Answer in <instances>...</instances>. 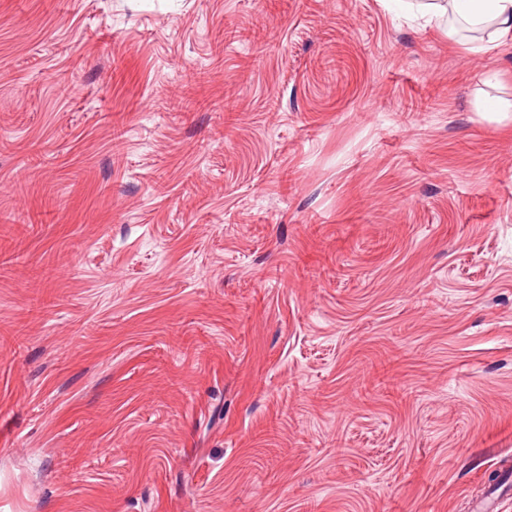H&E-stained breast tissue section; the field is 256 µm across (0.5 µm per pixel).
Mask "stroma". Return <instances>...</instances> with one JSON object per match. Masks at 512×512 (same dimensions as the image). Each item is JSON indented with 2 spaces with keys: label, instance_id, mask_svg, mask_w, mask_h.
Wrapping results in <instances>:
<instances>
[{
  "label": "stroma",
  "instance_id": "1",
  "mask_svg": "<svg viewBox=\"0 0 512 512\" xmlns=\"http://www.w3.org/2000/svg\"><path fill=\"white\" fill-rule=\"evenodd\" d=\"M399 0H0V512L512 494V43Z\"/></svg>",
  "mask_w": 512,
  "mask_h": 512
}]
</instances>
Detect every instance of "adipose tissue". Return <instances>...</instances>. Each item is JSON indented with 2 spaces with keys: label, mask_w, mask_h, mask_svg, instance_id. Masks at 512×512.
I'll use <instances>...</instances> for the list:
<instances>
[{
  "label": "adipose tissue",
  "mask_w": 512,
  "mask_h": 512,
  "mask_svg": "<svg viewBox=\"0 0 512 512\" xmlns=\"http://www.w3.org/2000/svg\"><path fill=\"white\" fill-rule=\"evenodd\" d=\"M409 10L426 17L428 22L444 24L454 17L480 38L469 45L475 54L488 55L506 40H512V0H410Z\"/></svg>",
  "instance_id": "adipose-tissue-1"
}]
</instances>
